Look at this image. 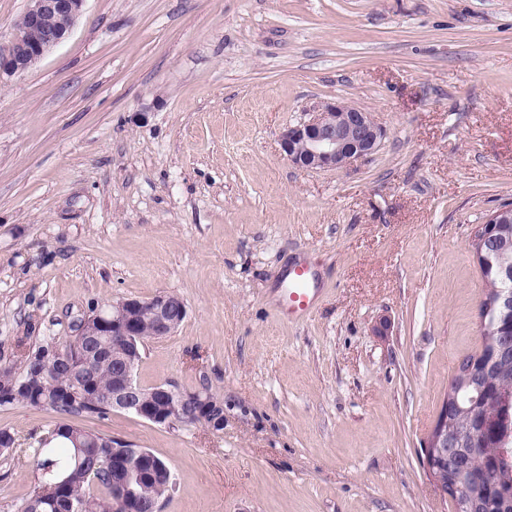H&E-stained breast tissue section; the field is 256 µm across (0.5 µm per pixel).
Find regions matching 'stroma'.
I'll list each match as a JSON object with an SVG mask.
<instances>
[{"instance_id":"1","label":"stroma","mask_w":512,"mask_h":512,"mask_svg":"<svg viewBox=\"0 0 512 512\" xmlns=\"http://www.w3.org/2000/svg\"><path fill=\"white\" fill-rule=\"evenodd\" d=\"M334 100L380 147L295 168L282 131ZM510 202L512 0H86L0 75V366L94 305L175 294L137 380L209 387L223 430L67 419L164 460L161 512H455L423 445L479 347L472 240ZM299 262L316 305L285 320ZM57 420L0 407V512Z\"/></svg>"}]
</instances>
